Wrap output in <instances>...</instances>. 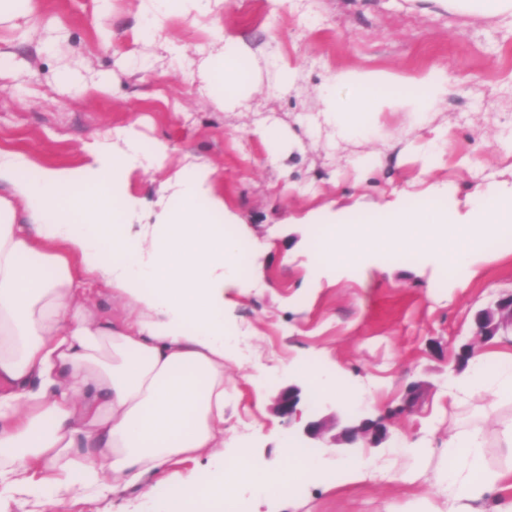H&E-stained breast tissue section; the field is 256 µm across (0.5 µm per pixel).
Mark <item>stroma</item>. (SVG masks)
<instances>
[{
  "mask_svg": "<svg viewBox=\"0 0 512 512\" xmlns=\"http://www.w3.org/2000/svg\"><path fill=\"white\" fill-rule=\"evenodd\" d=\"M139 0H112L98 16L95 0H42L24 31L0 24V150L27 153L41 165L80 163L88 147L134 125L144 144L163 142L166 169L141 170L129 190L156 201L163 182L191 163L215 169L214 187L240 221L226 231L251 250L241 289L226 310L231 350L224 360V451L248 449L279 469L288 427L273 410L291 384L311 404L314 387L300 372L312 363L336 373L340 390L321 398L369 415L397 405L410 382L425 390L391 427L381 448H356L368 462L363 482L336 474L346 456L299 440L321 473L288 495L236 491L246 512H446L438 476L457 430L482 429L486 460L512 465L499 446L512 403L486 415L480 394L449 407L455 352L475 341L474 314L512 293V238L483 247L470 271L455 274L434 255L376 256L371 267L316 265L324 229L303 215L331 207L352 217L406 192L423 198L439 187L449 212H465L477 185L512 188V13L458 14L422 0H223L196 21L169 15L161 35L145 33ZM112 33L102 40L101 29ZM233 38L253 80L248 109L218 103L198 70V49L215 31ZM299 71L292 90L275 68ZM448 73V95L427 120L406 108L372 115L362 137L332 127L312 135L306 122L320 86L339 69L388 71L405 78ZM75 80L61 82L62 72ZM107 78L105 91L91 85ZM276 126L283 141L269 160L257 128ZM448 132L442 164L424 170L420 150L434 130ZM429 443L425 458L402 444ZM67 512H165L161 500L118 491L80 501Z\"/></svg>",
  "mask_w": 512,
  "mask_h": 512,
  "instance_id": "35a3bbf8",
  "label": "stroma"
}]
</instances>
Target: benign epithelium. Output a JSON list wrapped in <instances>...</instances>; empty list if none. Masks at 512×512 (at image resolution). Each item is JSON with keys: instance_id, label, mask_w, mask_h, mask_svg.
<instances>
[{"instance_id": "7a95c632", "label": "benign epithelium", "mask_w": 512, "mask_h": 512, "mask_svg": "<svg viewBox=\"0 0 512 512\" xmlns=\"http://www.w3.org/2000/svg\"><path fill=\"white\" fill-rule=\"evenodd\" d=\"M474 322L476 336L484 339L493 338L502 329H512V295L499 300L493 308L477 311ZM422 390L421 383H411L403 405L377 417L347 414L343 418L336 417L331 420L315 414L296 428V431L308 439L320 440L332 430V442L338 448H356L360 444L366 448H375L387 441L393 416L412 409L418 403ZM301 402L302 392L296 385L279 391L275 398L277 414L286 419L290 427L296 422Z\"/></svg>"}]
</instances>
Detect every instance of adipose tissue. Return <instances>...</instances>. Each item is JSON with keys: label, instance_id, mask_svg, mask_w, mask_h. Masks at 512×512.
Instances as JSON below:
<instances>
[{"label": "adipose tissue", "instance_id": "ef3b65f1", "mask_svg": "<svg viewBox=\"0 0 512 512\" xmlns=\"http://www.w3.org/2000/svg\"><path fill=\"white\" fill-rule=\"evenodd\" d=\"M205 67L224 105H242L251 78L237 44L225 40ZM397 82L336 71L319 115L359 136L370 114L406 106L424 118L448 93L442 69L420 75L414 94ZM122 141L70 166L0 151V490L30 512L119 489L165 492L167 512H186L230 482L264 491L318 475L316 458L292 448L274 476L247 450L224 457V305L242 255L224 227L236 218L205 164L175 172L155 203L130 193V173L163 168L167 148L145 146L132 127ZM90 282L123 304L124 319L90 308ZM477 391L512 401V347L478 358L457 384L458 400ZM484 448L477 429L449 438L448 512L487 498L512 512V468H489Z\"/></svg>", "mask_w": 512, "mask_h": 512}]
</instances>
